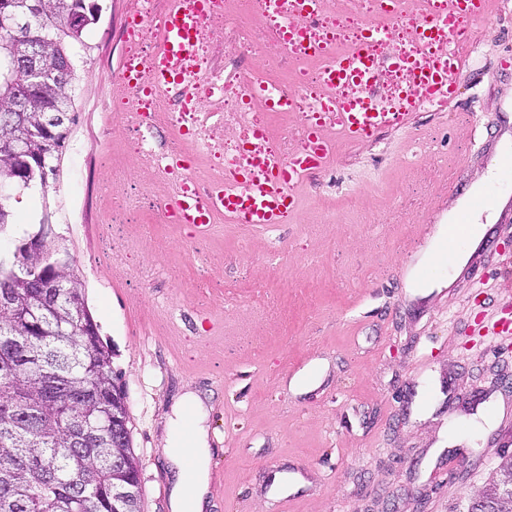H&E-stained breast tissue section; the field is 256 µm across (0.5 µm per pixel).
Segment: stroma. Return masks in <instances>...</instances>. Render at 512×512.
Listing matches in <instances>:
<instances>
[{"label":"stroma","mask_w":512,"mask_h":512,"mask_svg":"<svg viewBox=\"0 0 512 512\" xmlns=\"http://www.w3.org/2000/svg\"><path fill=\"white\" fill-rule=\"evenodd\" d=\"M97 2L74 48L75 121L58 171L13 192L0 252L46 223L73 258L125 393L140 512H171L180 473L164 449L188 391L206 404L204 512H468V491L512 454V345L478 326L512 316V215L500 206L512 184L498 163L512 152V76L498 71L512 10L473 23L450 111L338 143L293 223H218L196 240L159 221L166 184L129 168L132 134L113 118L137 0ZM231 3L233 22L206 48L228 81L255 63L235 35L252 6ZM479 184L491 199L480 243L462 241V264L414 285L403 269L428 250L434 211ZM293 468L303 487L269 497Z\"/></svg>","instance_id":"35a3bbf8"}]
</instances>
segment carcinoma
<instances>
[{
  "instance_id": "obj_1",
  "label": "carcinoma",
  "mask_w": 512,
  "mask_h": 512,
  "mask_svg": "<svg viewBox=\"0 0 512 512\" xmlns=\"http://www.w3.org/2000/svg\"><path fill=\"white\" fill-rule=\"evenodd\" d=\"M2 12H32L38 24L14 37L13 46L0 45V113L27 97L22 120L0 125V232L12 221L6 200L44 182L40 164L51 165L67 138L66 125L44 129L42 113L67 110L76 72L71 46L100 8L91 0H0ZM34 37L47 38L54 64L31 83L8 58ZM18 139L25 142L21 159L12 153ZM38 233L42 252L28 251V239L20 238L0 258V512H139V462L131 446L112 444V430L128 414L112 355L65 245L50 224ZM52 278L70 288L48 306L43 297ZM19 403L37 414V431L13 420ZM469 512H512V464L500 467Z\"/></svg>"
}]
</instances>
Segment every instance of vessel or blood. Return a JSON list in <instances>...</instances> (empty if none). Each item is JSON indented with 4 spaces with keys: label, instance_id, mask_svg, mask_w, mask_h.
<instances>
[{
    "label": "vessel or blood",
    "instance_id": "obj_1",
    "mask_svg": "<svg viewBox=\"0 0 512 512\" xmlns=\"http://www.w3.org/2000/svg\"><path fill=\"white\" fill-rule=\"evenodd\" d=\"M375 18L362 24L355 46L337 51L318 70L316 105L308 113L298 147L283 155L268 128L253 129V142L242 143L239 160L225 166L224 179L198 187L192 178L177 181L164 200L166 217L203 235L217 221L255 227L288 224L308 178L335 159L336 142L364 144L388 130L406 129L421 105L446 111L457 91V78L472 45L470 25L487 16L491 0H419L415 12L394 11L392 0H378ZM266 16L287 8L279 43L290 53L322 60L324 39L316 31L329 0H258ZM211 16V0H169L162 36L146 57H126L120 78L128 96L138 98L188 82L197 61L199 36ZM402 28L406 46L393 44ZM399 74L390 93L376 95L382 70ZM248 102H262L272 112L294 105L288 92L271 94L251 87Z\"/></svg>",
    "mask_w": 512,
    "mask_h": 512
}]
</instances>
